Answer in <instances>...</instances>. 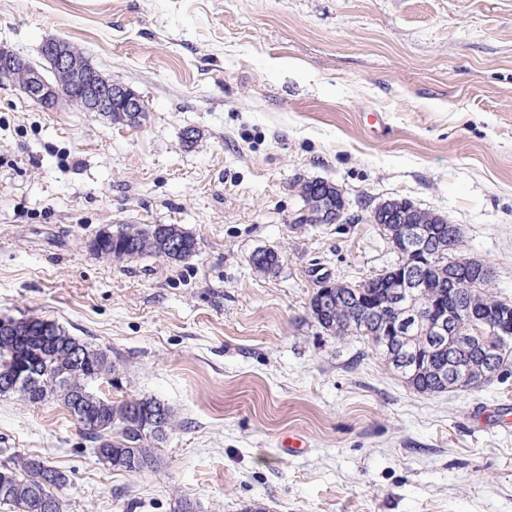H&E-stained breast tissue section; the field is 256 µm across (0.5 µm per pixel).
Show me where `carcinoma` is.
Masks as SVG:
<instances>
[{"label": "carcinoma", "instance_id": "cac0c4a2", "mask_svg": "<svg viewBox=\"0 0 512 512\" xmlns=\"http://www.w3.org/2000/svg\"><path fill=\"white\" fill-rule=\"evenodd\" d=\"M299 197L316 209L328 205V200L306 182L300 184ZM174 239L178 240V251L171 248ZM89 250L94 256L105 259L120 251L126 261L158 257L172 263H182L196 255L198 243L177 224H123L115 231H100L90 241ZM251 262L257 271L273 273L279 268V254L271 250H257L252 254ZM492 279L493 271L489 266L477 260L471 261L465 273L458 278L462 286L454 287L456 301H471L479 306L501 304V300L491 292ZM332 296L336 304L327 314L316 311L319 292H314L309 299V312L319 326L338 339L362 336L376 351H381L372 325L349 321L362 293L356 288H335ZM483 328L486 330L484 344L463 353L451 351L445 341L424 336L417 329L407 332L400 339L394 356H400L403 351L414 354L430 343L437 347L435 365H446L453 359L468 366L470 372L457 376L445 385L433 371H406L402 373L406 384L428 395L479 388L491 382L489 378L483 381L476 378L488 347L496 353L495 378L512 376V335L501 336L497 327L487 324ZM75 347L83 355V367L80 369L72 368V349ZM32 367L59 372L63 378L39 385L25 379L17 380L11 388L5 391L0 389V395L17 396L30 403L56 399L70 412L72 399L79 392L82 394L81 416L85 433L101 448L103 463L121 471L127 470L131 460L138 462L143 471L154 466L155 449L151 448L149 441L165 439L167 432L175 427V415L168 405L161 404L155 398H136L116 404L95 394L90 384L116 371V363L107 351L71 335L53 320L38 316L0 319V376H15ZM159 404L163 405L166 423L162 430L154 431L152 410ZM44 465L46 462L42 458L27 456L19 458L14 468H0V502L12 507L14 512H40L43 494L50 493L42 481Z\"/></svg>", "mask_w": 512, "mask_h": 512}]
</instances>
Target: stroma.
<instances>
[{"label":"stroma","mask_w":512,"mask_h":512,"mask_svg":"<svg viewBox=\"0 0 512 512\" xmlns=\"http://www.w3.org/2000/svg\"><path fill=\"white\" fill-rule=\"evenodd\" d=\"M49 37L147 117L0 83V318L109 350L93 390L159 399L177 426L131 475L57 402L0 396V465L64 472L63 512H512V377L420 394L308 312L321 278L396 262L368 216L404 198L461 225L512 304V0H0V44L36 62ZM312 179L344 189L349 223L295 227ZM122 224L179 225L198 252L90 254Z\"/></svg>","instance_id":"stroma-1"}]
</instances>
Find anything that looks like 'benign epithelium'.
Returning a JSON list of instances; mask_svg holds the SVG:
<instances>
[{"label":"benign epithelium","mask_w":512,"mask_h":512,"mask_svg":"<svg viewBox=\"0 0 512 512\" xmlns=\"http://www.w3.org/2000/svg\"><path fill=\"white\" fill-rule=\"evenodd\" d=\"M42 49L48 61L46 66L36 64L0 45V67L29 98L51 109L65 101L84 112L99 115L112 111L115 106L129 113L133 122L139 120L145 111L143 99L136 91L125 84L99 77L89 59L70 43L47 39ZM328 187L336 191V206L324 208L314 223L344 224L348 220L344 191L332 183ZM370 222L382 229L388 224L398 225L393 230L397 236L394 247L403 260L398 268L402 275L392 304V317L383 322L378 332L383 344L390 345L413 326L424 329L427 336L442 339L453 337L457 349L480 343L482 330L459 333L450 324V317H473L474 310L463 307L451 313L444 308H425L421 303V298L443 287L442 281L428 270L426 261V257L437 253L436 241L440 235L438 225L409 223L404 208L396 206L394 200L377 205L371 211ZM483 317L507 323L501 332L504 335L512 333L511 307H492L486 310Z\"/></svg>","instance_id":"obj_1"}]
</instances>
